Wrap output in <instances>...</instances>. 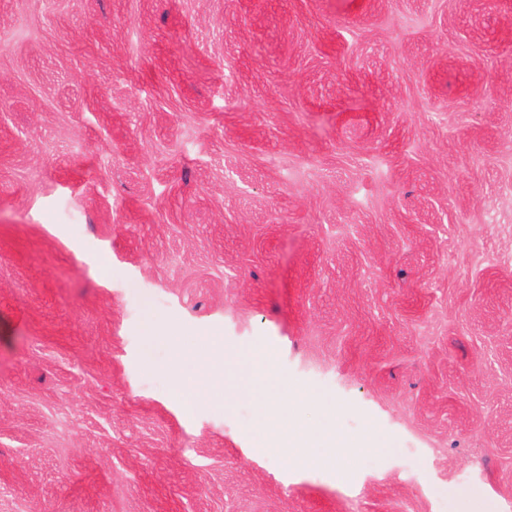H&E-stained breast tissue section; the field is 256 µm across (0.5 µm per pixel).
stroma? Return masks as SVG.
Returning <instances> with one entry per match:
<instances>
[{"label":"stroma","instance_id":"1","mask_svg":"<svg viewBox=\"0 0 512 512\" xmlns=\"http://www.w3.org/2000/svg\"><path fill=\"white\" fill-rule=\"evenodd\" d=\"M0 512H512V0H0ZM247 380L258 392L257 416L264 426H272L285 441V448H310L315 435L295 415L298 403L281 400V380L263 348L254 349L249 357Z\"/></svg>","mask_w":512,"mask_h":512}]
</instances>
